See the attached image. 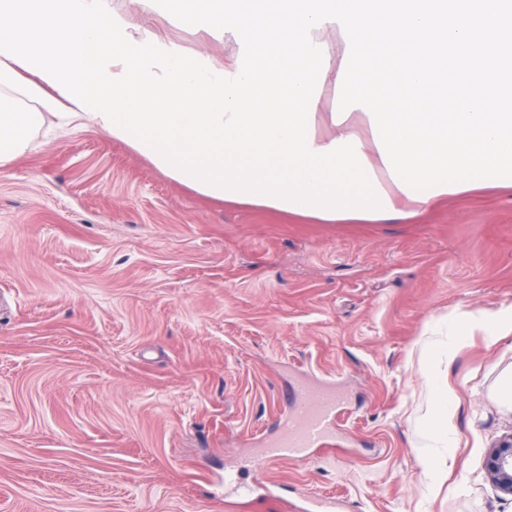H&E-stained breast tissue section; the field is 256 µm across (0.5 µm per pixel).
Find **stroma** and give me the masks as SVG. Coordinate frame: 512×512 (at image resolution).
Wrapping results in <instances>:
<instances>
[{"mask_svg":"<svg viewBox=\"0 0 512 512\" xmlns=\"http://www.w3.org/2000/svg\"><path fill=\"white\" fill-rule=\"evenodd\" d=\"M110 6L189 52L234 50L142 0ZM35 141L0 171V512H299L305 495L512 512L484 470L512 432V330L452 353L442 326L512 307V189L410 224H318L194 194L90 125ZM298 373L349 390L344 439L260 464ZM440 384L454 446L433 486Z\"/></svg>","mask_w":512,"mask_h":512,"instance_id":"1","label":"stroma"}]
</instances>
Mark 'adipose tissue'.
Masks as SVG:
<instances>
[{"mask_svg":"<svg viewBox=\"0 0 512 512\" xmlns=\"http://www.w3.org/2000/svg\"><path fill=\"white\" fill-rule=\"evenodd\" d=\"M314 42H323L328 46L329 69L323 83V96H320L314 115V147L330 145L332 141L356 136L361 142V150L372 166L380 187L386 191L396 210L406 214L424 213L431 207L447 201V194H440L428 201H415L400 191L389 177L379 150L376 147L369 122L364 111L353 110L341 124H334L332 111L328 107L327 95L335 88L345 42L338 23H325L322 28L313 30ZM36 101L40 109L36 112L0 113V169L8 168L14 160L33 145V134L45 124L68 126L83 121L102 126L101 118L82 112L77 105L60 95L58 90L48 85L39 76L31 74L20 65L0 55V99L6 93Z\"/></svg>","mask_w":512,"mask_h":512,"instance_id":"obj_1","label":"adipose tissue"}]
</instances>
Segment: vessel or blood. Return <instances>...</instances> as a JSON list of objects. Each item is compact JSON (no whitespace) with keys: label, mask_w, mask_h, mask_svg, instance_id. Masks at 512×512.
<instances>
[{"label":"vessel or blood","mask_w":512,"mask_h":512,"mask_svg":"<svg viewBox=\"0 0 512 512\" xmlns=\"http://www.w3.org/2000/svg\"><path fill=\"white\" fill-rule=\"evenodd\" d=\"M289 398L292 408L263 450V459L270 465L302 457L312 448L335 445L341 437L335 418L342 396L334 386L304 381L291 386Z\"/></svg>","instance_id":"1"}]
</instances>
